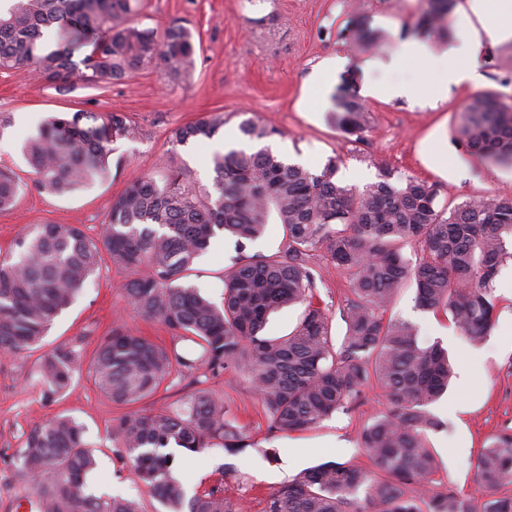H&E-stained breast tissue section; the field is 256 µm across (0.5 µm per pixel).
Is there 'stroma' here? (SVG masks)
Wrapping results in <instances>:
<instances>
[{
	"label": "stroma",
	"instance_id": "35a3bbf8",
	"mask_svg": "<svg viewBox=\"0 0 512 512\" xmlns=\"http://www.w3.org/2000/svg\"><path fill=\"white\" fill-rule=\"evenodd\" d=\"M419 7V0H143L133 17L140 27L161 31L177 20L193 32L196 68L186 80L170 82L153 64L95 88L75 79L70 91L62 92L29 70L0 71V114L10 119L0 129V166L29 185L12 209L0 212V255L11 249L23 229L35 224L77 225L97 237L109 219L107 201L144 174L181 169L194 181L211 185L215 143L176 147L171 133L215 111L224 115L220 140L240 141L242 119L271 123L281 131L269 141L274 152L295 155L311 169L328 157H339V179L359 191L376 182L384 166L397 176L435 184L444 205L485 195L512 196V165L468 154L456 140L459 113L473 93L469 86L451 87L447 99L434 109L414 108L400 99L363 98L367 128L359 141L345 138L330 120L331 97L318 102L303 98L304 88L312 83L337 91L339 78L324 69L336 57L346 58L348 69L358 70L363 82H423L428 75L425 63L407 61L383 73L372 65L373 52L358 51L346 37L354 18L363 17L385 34L382 54L393 53L408 39ZM479 66L483 90L512 96L511 40L486 48ZM77 110L125 113L141 136L113 143L112 157L120 166L107 180L65 196L32 188L21 155L23 141L48 117ZM443 148L448 151L444 172L427 162L433 151ZM233 253L232 242L221 239L188 272L187 282L221 302L222 273ZM311 264L315 297L330 308L333 336H343L346 326L339 309L350 294V277L323 253H314ZM133 276L131 269L103 259L97 274L39 345L20 355L0 352V512H11L12 500L20 493L38 491V484L17 468L16 454L31 428L61 413L84 425V439L95 450L97 466L86 478V493L134 498L142 512H163L113 441V420L122 408L99 389L89 367H82L66 390L52 396L46 395L40 374L44 358L56 347L67 345L90 354L115 328L169 341L166 328L139 316L124 294L122 286ZM494 294L496 324L479 342L462 336L447 315L416 309L412 285L401 288L388 311L391 317L414 323L421 339L441 340L456 362L457 381L433 407L446 428L429 433L428 444L437 454L438 480L476 508L483 501L473 481L477 453L487 439L512 432V331L505 327L512 319V259L502 267ZM464 373L469 376L465 383L460 380ZM203 387L227 401L231 417L245 426L253 446L234 458L218 443L199 453L175 448L173 472L190 496L226 478L238 512H260L268 492L306 468L329 461L369 467L358 434L370 416L388 408L383 390L373 383L350 411L333 414L312 429L273 433L243 376L210 377Z\"/></svg>",
	"mask_w": 512,
	"mask_h": 512
}]
</instances>
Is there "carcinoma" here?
I'll return each instance as SVG.
<instances>
[{"label": "carcinoma", "instance_id": "1", "mask_svg": "<svg viewBox=\"0 0 512 512\" xmlns=\"http://www.w3.org/2000/svg\"><path fill=\"white\" fill-rule=\"evenodd\" d=\"M410 32L448 40L458 0H423ZM140 0H4L0 4V71L28 68L67 91L76 76L86 84L121 80L159 64L171 81L192 75L196 49L189 28L172 25L157 34L132 21ZM359 46L376 47L384 34L364 21L349 29ZM91 47L90 52L83 49ZM355 74L342 78L336 124L361 138L364 105L350 93ZM224 115L202 116L172 131L176 145L214 139ZM250 141L280 134L251 118L240 123ZM138 128L122 112L76 111L49 118L29 137L23 153L34 187L66 195L106 178L111 145L134 140ZM457 140L485 160L512 162V97L472 95L457 126ZM211 187L182 170L161 180L130 181L109 202V223L97 238L78 226L36 224L0 258V351L23 354L36 345L99 269L102 256L136 272L123 290L141 317L160 321L170 343L159 344L128 328L103 338L91 358L99 388L128 408L112 437L132 455L138 480L167 512H237L224 482L186 498L172 473L174 444L200 452L215 440L234 454L249 447L244 429L224 400L199 387L161 409L136 404L176 373L204 369L249 380L270 430L288 433L318 425L355 405L362 388L381 387L389 409L369 418L360 433L372 468L327 462L310 467L268 493L262 512H471L470 504L435 479L437 461L426 443L444 427L431 407L454 375L448 350L423 343L415 325L385 318L400 288L415 285V305L445 311L459 332L479 341L496 322L494 283L512 259V197L487 195L452 208L439 205L435 185L414 177L393 180L378 166V180L358 192L337 180L339 160L319 170L288 164L270 147L232 148L211 159ZM22 185L0 169V211L11 208ZM283 228L279 253L244 254L270 221ZM235 240L224 269L218 305L184 281L218 236ZM421 252L409 262L401 244ZM321 251L351 276L353 298L340 310L346 331L332 335L330 310L313 302L310 263ZM304 306L286 336L265 335L269 314ZM192 342L188 357L178 345ZM82 353L57 348L41 365L48 394L69 387ZM83 427L59 415L32 428L17 455L18 467L44 483L43 512H141L139 502L103 500L83 491L95 466ZM474 481L483 491L482 512H512V433L492 437L476 456Z\"/></svg>", "mask_w": 512, "mask_h": 512}]
</instances>
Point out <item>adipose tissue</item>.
<instances>
[{"instance_id": "obj_1", "label": "adipose tissue", "mask_w": 512, "mask_h": 512, "mask_svg": "<svg viewBox=\"0 0 512 512\" xmlns=\"http://www.w3.org/2000/svg\"><path fill=\"white\" fill-rule=\"evenodd\" d=\"M501 23H490L484 14V0H466L460 13H472L474 20L468 29L461 32L456 43L432 51L427 43L418 39L401 42L398 51L390 58L378 60V67L394 70L406 59H418L430 64L436 80L421 87L408 82L393 84L388 89L376 85L365 86V94L372 97L385 96L406 100L411 106L421 109L436 108L449 86L467 85L479 87L483 76L478 69V58L485 47L494 46L512 39V0H496Z\"/></svg>"}]
</instances>
